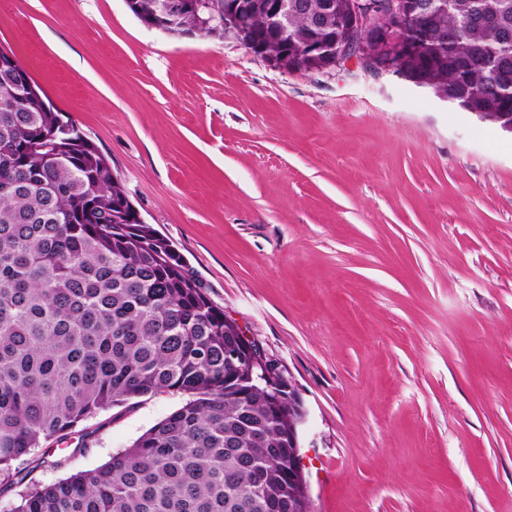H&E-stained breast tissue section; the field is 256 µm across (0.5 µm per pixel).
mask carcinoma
<instances>
[{"label":"carcinoma","mask_w":512,"mask_h":512,"mask_svg":"<svg viewBox=\"0 0 512 512\" xmlns=\"http://www.w3.org/2000/svg\"><path fill=\"white\" fill-rule=\"evenodd\" d=\"M157 0L127 4L142 23L181 35L206 12L168 26ZM288 63L318 73L303 46L341 37L327 0H297ZM256 11L240 42L268 41ZM414 52L366 51L462 110L512 113V0H437L407 20ZM0 68V477L41 443L68 438L113 406L188 395L101 467L20 495L8 512H311L289 477L294 415L285 381L227 367L242 349L224 310L168 240L138 220L105 155L41 87L9 98Z\"/></svg>","instance_id":"cac0c4a2"}]
</instances>
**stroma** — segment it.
<instances>
[{"instance_id": "35a3bbf8", "label": "stroma", "mask_w": 512, "mask_h": 512, "mask_svg": "<svg viewBox=\"0 0 512 512\" xmlns=\"http://www.w3.org/2000/svg\"><path fill=\"white\" fill-rule=\"evenodd\" d=\"M12 51L244 335L289 373L313 512H512V136L356 61L284 71L125 0H0ZM185 398L72 434L99 467Z\"/></svg>"}]
</instances>
